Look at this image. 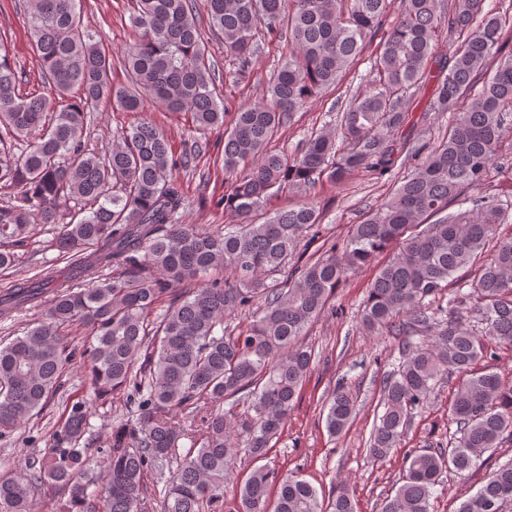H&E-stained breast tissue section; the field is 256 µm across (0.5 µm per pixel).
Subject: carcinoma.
Listing matches in <instances>:
<instances>
[{
	"label": "carcinoma",
	"instance_id": "1",
	"mask_svg": "<svg viewBox=\"0 0 512 512\" xmlns=\"http://www.w3.org/2000/svg\"><path fill=\"white\" fill-rule=\"evenodd\" d=\"M29 2L48 87L23 92V74L0 37V189L9 190L0 206V269L14 266L11 248L24 245L34 224L56 223L62 198L89 207L61 225L56 240L73 277L45 268L0 295L1 319L37 309L22 335L0 341V437L60 392L76 360L65 335L74 326L90 331L83 364L91 394L65 403L44 452L0 470V512H36L44 486L64 500L59 512H145L156 495L160 512H219L238 442L263 460L295 408L316 362L300 342L306 328L336 313L328 310L336 288L391 249L362 314L366 329L398 337L399 351L382 380L369 456L380 460L399 447L440 377L463 380L448 406L457 440L409 450L381 512H430L444 472L465 480L486 453L512 443V380L491 368L471 373L478 359L495 358L492 344L512 345V237L497 235L512 208L486 186L500 140L512 131V36L502 14L485 10L486 0H400L392 19L389 0H204L210 31L232 62V84L250 76L264 46L288 45L266 98L235 108L226 126L229 99L217 93L197 0H132L135 38L124 51L131 85L123 87L112 85V57L83 26L79 0ZM365 55L375 78L357 89L339 126L311 133L290 157L268 149L296 112ZM418 97L425 111L453 116L441 140L419 138L411 147L396 132L410 123ZM102 101L132 112L149 101L190 113L199 129L224 128L230 190L213 201L233 219L224 233L181 221L187 197L176 172L205 147L196 141L177 156L163 131L144 121L99 155L88 149L84 112ZM18 141L26 146L16 153ZM405 152L415 161L410 173L343 243L288 264L322 212L313 200L271 209L274 197L308 196L323 180L359 169L383 177ZM485 252L470 291L432 305L444 282ZM284 268L281 280L260 279ZM215 270L224 276L211 277ZM236 315L246 326L226 324ZM121 392L131 417L101 443L90 431L91 406ZM178 412L187 420H175ZM355 414L342 376L323 408L328 433L341 436ZM101 446L106 465L97 472ZM507 502L512 461L490 471L456 512H502ZM227 512H355V503L344 482L323 499L301 474L260 465Z\"/></svg>",
	"mask_w": 512,
	"mask_h": 512
}]
</instances>
